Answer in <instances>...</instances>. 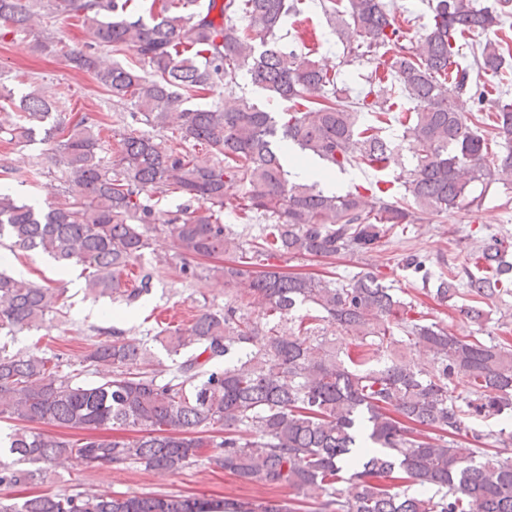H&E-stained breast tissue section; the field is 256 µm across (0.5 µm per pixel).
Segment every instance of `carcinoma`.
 <instances>
[{"label": "carcinoma", "mask_w": 512, "mask_h": 512, "mask_svg": "<svg viewBox=\"0 0 512 512\" xmlns=\"http://www.w3.org/2000/svg\"><path fill=\"white\" fill-rule=\"evenodd\" d=\"M346 56L375 64L369 89L356 98L337 74L308 53L282 43L280 29L300 15V0H151L143 16L134 0H61V10L88 27L94 42L72 48L63 40L39 45L89 72L130 116L163 133H133L107 156L102 124L89 116L62 118L45 129L64 168L61 194L46 208L0 190V238L40 249L61 266L90 268L87 288L133 301L150 293L151 276L121 288L120 275L150 248L151 225L167 227L182 260L219 255L224 283L240 305L205 310L186 327H166L153 341L168 354L193 353L165 379L147 343L120 335L101 342L83 362L101 380L82 384L59 375L61 362L38 352L0 347V417L71 430L132 428L133 439L106 436L62 440L32 428L9 434L15 463L141 464L176 474L205 450L244 480L286 486L288 501L250 502L183 496L124 497L33 492L0 512H512V456L488 457L485 435L471 416L512 412V345L494 336H458L415 311L384 277L363 270L286 271L271 263L291 258L362 255L381 246L418 214L480 206L476 183L512 185V101L498 105L490 137L480 131L487 91L459 62L458 37L502 25L512 0H428L432 21L418 39L406 38L385 0H329ZM41 23L30 0H0V39L24 41ZM132 51L145 72L105 63L99 50ZM509 46L488 41L473 52L484 73L504 68ZM288 103L277 117L243 102L226 109L188 108L189 99L238 77ZM401 93L413 107H385ZM466 96L474 111L458 110ZM24 114L0 121V133L29 140L25 122L50 118L53 106L34 92ZM397 123L414 159L397 196L377 180L343 195L319 181L296 183L282 163L280 141L321 160L326 170L354 164L386 169L397 145L382 136ZM206 147L182 150L164 136ZM237 192V218L268 224L244 246L221 218ZM176 193L187 204L157 207L155 195ZM512 241L490 238L472 248L457 273L435 274L426 255L405 267L440 305L465 296L461 312L481 327L491 308L512 294ZM64 292L0 273V332L39 327L65 307ZM260 308L256 315L250 307ZM309 313L298 315L302 307ZM296 320V331L279 325ZM424 353L429 365L416 362ZM137 370L130 371L131 366ZM205 380L196 382L199 376ZM461 378L467 396L454 395ZM222 432L216 440L201 434ZM472 440L465 447L459 438ZM355 480L351 495L339 484ZM37 472L0 464V486L32 484Z\"/></svg>", "instance_id": "obj_1"}]
</instances>
